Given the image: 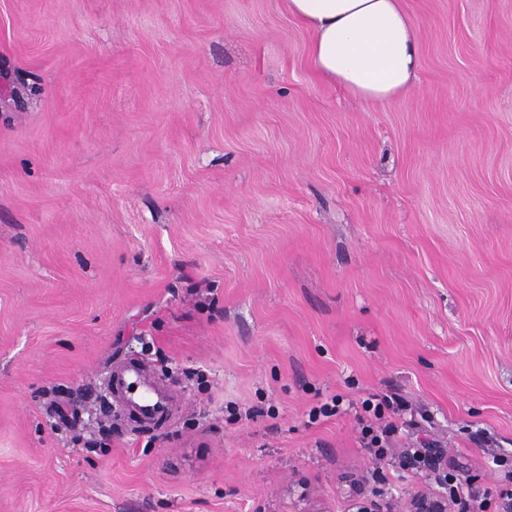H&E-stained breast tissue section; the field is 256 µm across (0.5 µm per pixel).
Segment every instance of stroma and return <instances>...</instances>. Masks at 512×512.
<instances>
[{
  "instance_id": "obj_1",
  "label": "stroma",
  "mask_w": 512,
  "mask_h": 512,
  "mask_svg": "<svg viewBox=\"0 0 512 512\" xmlns=\"http://www.w3.org/2000/svg\"><path fill=\"white\" fill-rule=\"evenodd\" d=\"M413 92L317 78L281 0H0V512H349L341 394L512 454V0H403ZM178 398L115 408L112 365ZM69 406V408H68ZM46 411L52 417H57L59 420L67 425V429L79 434L84 431V427H80L82 422V415L79 410L73 405L62 403L61 401L50 399L45 403Z\"/></svg>"
}]
</instances>
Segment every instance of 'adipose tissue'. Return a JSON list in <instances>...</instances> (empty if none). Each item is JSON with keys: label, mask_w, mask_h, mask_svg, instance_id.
<instances>
[{"label": "adipose tissue", "mask_w": 512, "mask_h": 512, "mask_svg": "<svg viewBox=\"0 0 512 512\" xmlns=\"http://www.w3.org/2000/svg\"><path fill=\"white\" fill-rule=\"evenodd\" d=\"M311 33L316 74L383 103L412 90L419 30L402 0H284Z\"/></svg>", "instance_id": "adipose-tissue-1"}]
</instances>
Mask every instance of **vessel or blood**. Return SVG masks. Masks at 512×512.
I'll use <instances>...</instances> for the list:
<instances>
[{
	"label": "vessel or blood",
	"mask_w": 512,
	"mask_h": 512,
	"mask_svg": "<svg viewBox=\"0 0 512 512\" xmlns=\"http://www.w3.org/2000/svg\"><path fill=\"white\" fill-rule=\"evenodd\" d=\"M110 386L117 403L144 421L169 411L174 403L172 392L153 380L145 367L135 361L114 370Z\"/></svg>",
	"instance_id": "obj_1"
}]
</instances>
